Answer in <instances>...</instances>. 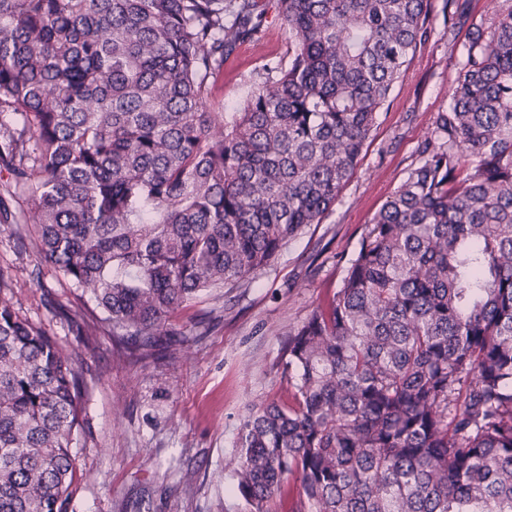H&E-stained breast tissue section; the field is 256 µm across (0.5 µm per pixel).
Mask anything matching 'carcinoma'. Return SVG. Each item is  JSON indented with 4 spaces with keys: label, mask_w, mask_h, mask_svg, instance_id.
I'll list each match as a JSON object with an SVG mask.
<instances>
[{
    "label": "carcinoma",
    "mask_w": 512,
    "mask_h": 512,
    "mask_svg": "<svg viewBox=\"0 0 512 512\" xmlns=\"http://www.w3.org/2000/svg\"><path fill=\"white\" fill-rule=\"evenodd\" d=\"M288 64L235 111L212 79L262 38ZM433 0H0V224L93 299L129 358L202 294L248 288L321 223L427 39ZM448 108L288 333L293 402L241 425L249 512H512V0L458 54ZM0 272V512H69L77 354Z\"/></svg>",
    "instance_id": "obj_1"
}]
</instances>
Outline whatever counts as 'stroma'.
I'll list each match as a JSON object with an SVG mask.
<instances>
[{
    "instance_id": "obj_1",
    "label": "stroma",
    "mask_w": 512,
    "mask_h": 512,
    "mask_svg": "<svg viewBox=\"0 0 512 512\" xmlns=\"http://www.w3.org/2000/svg\"><path fill=\"white\" fill-rule=\"evenodd\" d=\"M430 33L390 104L380 112L350 179L321 223L285 248L251 287L205 296L176 315L165 359L128 363L114 353L107 325L89 322L95 304L43 262L30 226L0 224V271L9 297L78 360L87 385L72 454L78 480L69 512H244L230 465L250 409L284 396L288 333L326 292L342 284L365 224L414 164L457 78L452 42L490 16L493 0H468L456 28L434 0ZM280 20L263 47L243 45L214 84L236 107L261 82L266 56H284ZM213 314L206 332L193 323Z\"/></svg>"
}]
</instances>
